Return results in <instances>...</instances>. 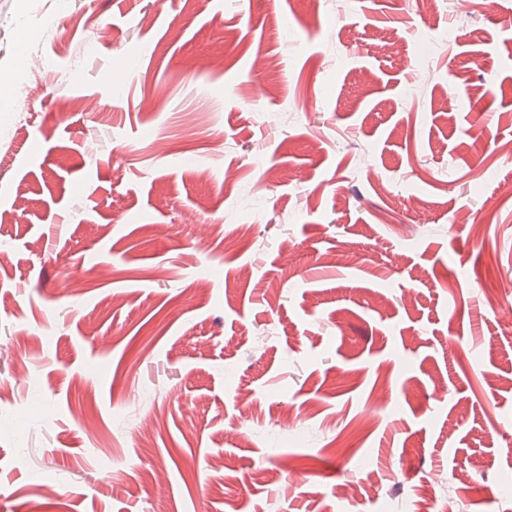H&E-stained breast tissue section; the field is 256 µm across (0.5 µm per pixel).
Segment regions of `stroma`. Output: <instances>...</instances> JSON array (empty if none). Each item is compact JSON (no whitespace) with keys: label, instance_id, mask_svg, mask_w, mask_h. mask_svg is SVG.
Wrapping results in <instances>:
<instances>
[{"label":"stroma","instance_id":"obj_1","mask_svg":"<svg viewBox=\"0 0 512 512\" xmlns=\"http://www.w3.org/2000/svg\"><path fill=\"white\" fill-rule=\"evenodd\" d=\"M1 72L0 512H512V0H0Z\"/></svg>","mask_w":512,"mask_h":512}]
</instances>
